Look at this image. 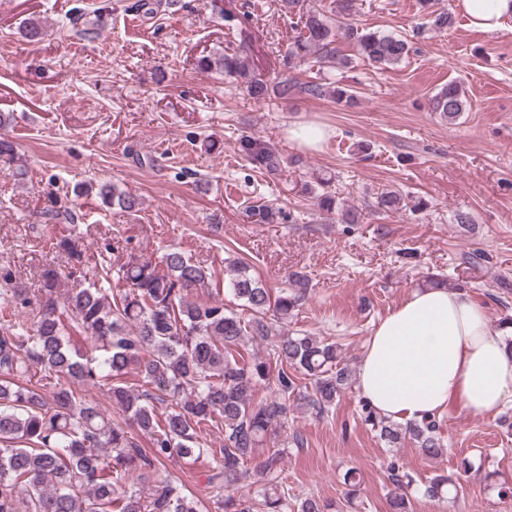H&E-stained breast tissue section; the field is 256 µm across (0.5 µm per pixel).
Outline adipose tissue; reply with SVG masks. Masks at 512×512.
Instances as JSON below:
<instances>
[{
    "instance_id": "adipose-tissue-1",
    "label": "adipose tissue",
    "mask_w": 512,
    "mask_h": 512,
    "mask_svg": "<svg viewBox=\"0 0 512 512\" xmlns=\"http://www.w3.org/2000/svg\"><path fill=\"white\" fill-rule=\"evenodd\" d=\"M470 27L494 32L512 0H457ZM511 327L491 325L465 289L411 290L372 330L355 387L387 420L413 423L450 407L479 417L512 407Z\"/></svg>"
}]
</instances>
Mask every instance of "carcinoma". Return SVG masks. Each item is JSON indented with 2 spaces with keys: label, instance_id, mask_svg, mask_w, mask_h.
Masks as SVG:
<instances>
[{
  "label": "carcinoma",
  "instance_id": "carcinoma-1",
  "mask_svg": "<svg viewBox=\"0 0 512 512\" xmlns=\"http://www.w3.org/2000/svg\"><path fill=\"white\" fill-rule=\"evenodd\" d=\"M297 18L300 34L288 47L286 63L312 56L348 66L352 61L336 46V29L356 48L360 59L382 69L405 60L411 41L368 32L349 21L355 0H334L331 12L307 3L284 0ZM224 76L246 79L249 96L261 100L274 94L286 98L295 90L329 96L347 106L357 100L348 85L285 79L273 87L248 76L245 60L235 54L201 60ZM431 111L449 120L465 109L461 87L450 82L429 100ZM242 151L270 174L282 172L279 153L244 135ZM25 174V161L15 143L0 137V172ZM331 179L320 177L305 185L314 205L336 213L345 224L359 222L357 211L337 203L328 191ZM96 194L103 205L126 212L138 209V199L101 183ZM406 206L397 190L382 193L379 209ZM247 216L254 224H273L282 212L266 204L253 205ZM49 249L66 258L65 272L46 266L36 294L0 295V512H199L194 493L175 479L140 487L156 468L176 459L211 456L218 466L206 486L226 489L216 512H325L326 504L309 495L291 498L280 478V463L288 443L300 447L303 438L278 443V431L288 423L290 403L300 400L322 416L354 385L335 342L304 331L285 329L272 334L266 320L285 324L295 315L309 288L307 277L293 273L288 287L273 294L245 261L229 263L227 290L241 302V311L224 307L214 273L179 249L161 260L134 254L112 267L98 263L95 278L87 272L95 254L80 238L62 235ZM70 288L59 293L64 280ZM248 313L249 317L242 316ZM270 342V352L245 356V339ZM135 370L142 386L127 380ZM312 391L301 393L300 380ZM103 383L121 420L83 396V388ZM273 397L256 400L260 386ZM359 417L389 447L413 440L423 456L443 457L446 443L440 419L425 418L406 426L381 417L359 400ZM223 436L217 448L206 435ZM149 439L143 449L139 438ZM391 512H409L407 490L412 478L396 461L388 465ZM256 488L250 496L238 491L242 479ZM457 491L456 481L437 475L423 494L440 499Z\"/></svg>",
  "mask_w": 512,
  "mask_h": 512
}]
</instances>
